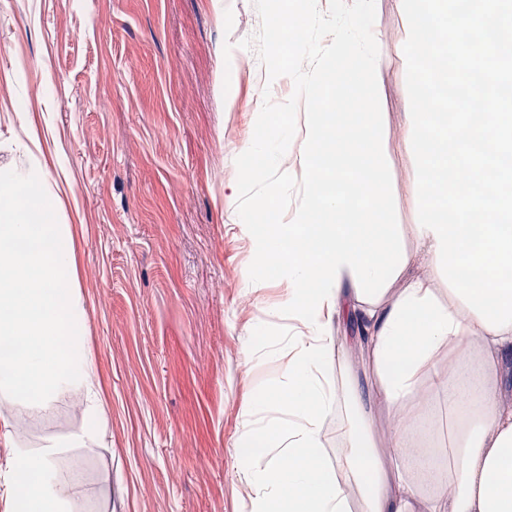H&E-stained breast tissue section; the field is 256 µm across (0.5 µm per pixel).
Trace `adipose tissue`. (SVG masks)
Returning <instances> with one entry per match:
<instances>
[{
	"label": "adipose tissue",
	"instance_id": "1",
	"mask_svg": "<svg viewBox=\"0 0 512 512\" xmlns=\"http://www.w3.org/2000/svg\"><path fill=\"white\" fill-rule=\"evenodd\" d=\"M372 0H353L349 22L338 25L318 68L297 72L291 127L251 115V136L238 147L246 179L283 185L285 156H293L303 192L289 219L263 198L249 204L240 232L255 256L258 277L288 286L284 308L292 322L293 357L278 379L261 385L251 409L242 463L250 474L253 512H512V404L501 387L512 361V211L483 171L504 150L511 112H426L410 105L406 142L419 160L410 207L418 220L399 225L366 219L384 195L386 116L380 74L372 59ZM457 0H399L410 35L405 65L426 72L432 58L453 50L463 73L485 71L505 55L498 31L512 22V0H479L460 14ZM489 33L481 51L457 37L460 29ZM332 91L356 101L346 123L310 102ZM12 151L20 163L0 168V335L19 349L0 354V406L30 415L57 399L81 397L82 424L66 441L29 450L18 433H0L7 466L29 471V483L10 482L11 502L30 512H72L78 484L63 478L65 448L90 452L101 444L104 416L84 340L85 311L71 282L77 277L75 239L60 223L61 201L28 141ZM336 191L325 193V183ZM414 250H406L403 240ZM429 271L411 275L417 263ZM447 291H440L439 282ZM351 318L366 342L365 362L376 378L374 399L395 422L397 456L375 448V422L347 423L340 461L324 454L323 424L339 400L325 369L332 357L329 327ZM447 370H439V363ZM448 401L447 464L417 469L427 449L408 440L405 424L423 416L424 385Z\"/></svg>",
	"mask_w": 512,
	"mask_h": 512
}]
</instances>
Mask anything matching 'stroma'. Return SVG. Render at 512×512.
<instances>
[{
  "label": "stroma",
  "mask_w": 512,
  "mask_h": 512,
  "mask_svg": "<svg viewBox=\"0 0 512 512\" xmlns=\"http://www.w3.org/2000/svg\"><path fill=\"white\" fill-rule=\"evenodd\" d=\"M270 0H0V166L5 143L35 129L62 221L79 241L77 285L106 419L103 444L76 449L75 512H251L239 444L255 386L288 362L285 284L250 287L249 242L224 186L239 176L250 115L287 125L300 48L267 36ZM390 166L386 201L412 224L418 176L403 140L422 77L403 64L398 0H373ZM286 73L269 80L272 65ZM330 374L358 383L324 425L370 409L350 324L334 321ZM28 421L27 447L81 423L80 399L38 419L0 409V430Z\"/></svg>",
  "instance_id": "35a3bbf8"
}]
</instances>
